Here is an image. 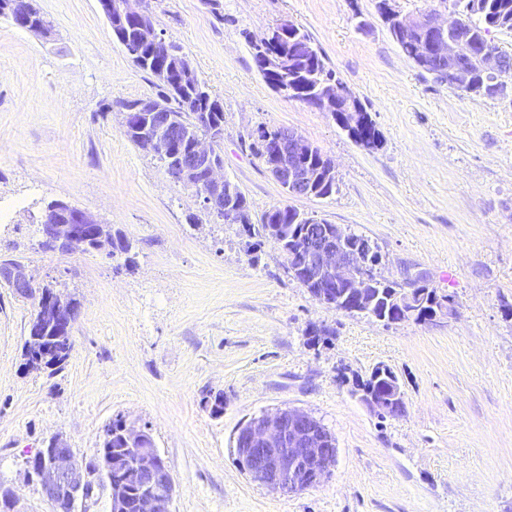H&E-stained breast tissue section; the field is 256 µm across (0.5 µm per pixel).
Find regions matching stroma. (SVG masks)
<instances>
[{
    "mask_svg": "<svg viewBox=\"0 0 512 512\" xmlns=\"http://www.w3.org/2000/svg\"><path fill=\"white\" fill-rule=\"evenodd\" d=\"M379 0H148L224 109L223 174L252 220L292 206L368 237L389 281L453 297L456 313L384 325L336 311L293 279L273 240L208 214L194 188L124 134L118 110L153 97V77L112 37L97 0H37L53 34L0 18V260L33 287L78 302L57 371L27 369L36 300L0 278V486L22 512H52L27 462L51 438L97 456L106 424L146 429L176 484L173 512H512V84L463 94L416 68ZM303 28L366 106L383 144H355L326 112L275 93L251 41ZM289 128L332 159L336 189L288 196L252 145ZM63 201L132 245L42 249L38 219ZM379 365L397 374L401 417L350 389ZM222 396L224 409L211 406ZM301 408L336 439L318 486L276 494L232 452L238 426Z\"/></svg>",
    "mask_w": 512,
    "mask_h": 512,
    "instance_id": "1",
    "label": "stroma"
}]
</instances>
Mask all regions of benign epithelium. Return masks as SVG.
<instances>
[{
  "mask_svg": "<svg viewBox=\"0 0 512 512\" xmlns=\"http://www.w3.org/2000/svg\"><path fill=\"white\" fill-rule=\"evenodd\" d=\"M100 11L107 21L119 18L139 24L143 43L153 54L165 56L183 53L175 42L155 30L145 0H98ZM382 19L403 18L408 26L428 38L429 55L441 61L452 59L458 52L457 44L448 39V18L441 13L417 16L402 13L396 0H381ZM35 9L34 0H5L0 4V15L11 19L29 18ZM292 23L286 21L270 29L254 46L258 47L260 63L271 67L280 56H271L264 48L288 35ZM177 83L186 88H197L201 81L191 64L186 62L178 71ZM350 128L367 121V114L356 98L336 90L322 89L308 101ZM125 127L141 126L148 120L154 142L163 144L189 136L178 118L154 99H144L121 107ZM258 142L267 146L264 163L274 179L292 197H310L315 179L308 161L313 147L292 129L279 128L262 131ZM213 150L204 139L193 142L191 150L178 164L179 182L201 187L200 198L208 210L224 213L225 220L242 222L237 206V188L224 178L222 166L212 162ZM44 241L49 244L71 245L78 239L95 234L101 224L90 214L65 203L41 219ZM306 282L320 283L318 299L326 305L334 304L328 284L344 285L350 295L367 312L371 305V289L375 283L370 250L353 244L348 230L341 224L328 231L315 216L310 215L301 240ZM423 291L403 288L396 296V322L416 320V307ZM436 311L433 317L455 314L453 299L432 293ZM76 310L61 302L48 291L38 292L37 311L32 318L26 339V364L31 370L47 366L51 354L44 345L46 333L64 328L70 330L76 320ZM370 411L401 416L406 411L404 394L395 387L389 393L377 396L368 393L360 397ZM123 447L106 452L95 461L78 460L73 449L53 439L47 448L29 461V469L40 482L44 499L58 512H76L93 496L95 486L108 489L110 512H124L127 490L123 483L112 479V471L126 460H133L141 476L143 491L136 503V512H172L175 482L171 471L155 448L151 435L121 421L104 430L102 443L110 447L112 437ZM338 454L336 442L322 429L320 421L306 410L279 409L253 418L239 433L235 448L236 463L250 479L271 492L295 494L319 485L331 474Z\"/></svg>",
  "mask_w": 512,
  "mask_h": 512,
  "instance_id": "benign-epithelium-1",
  "label": "benign epithelium"
}]
</instances>
